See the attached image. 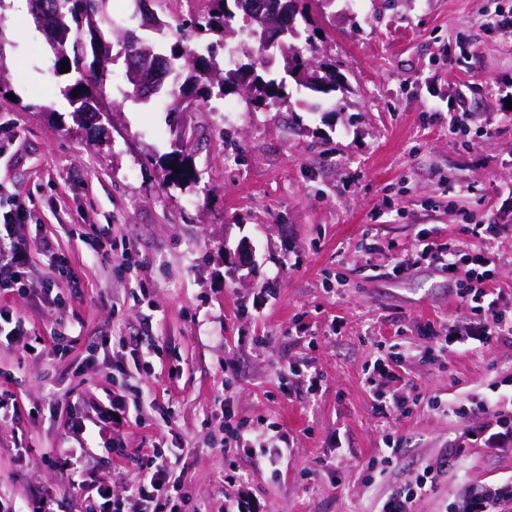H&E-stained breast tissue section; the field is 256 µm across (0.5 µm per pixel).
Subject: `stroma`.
Returning a JSON list of instances; mask_svg holds the SVG:
<instances>
[{
  "instance_id": "obj_1",
  "label": "stroma",
  "mask_w": 512,
  "mask_h": 512,
  "mask_svg": "<svg viewBox=\"0 0 512 512\" xmlns=\"http://www.w3.org/2000/svg\"><path fill=\"white\" fill-rule=\"evenodd\" d=\"M498 7L512 0H365L360 11L328 0L312 9L318 60L347 78L317 112L300 106L292 83L287 102L264 110L231 94L235 120L170 113L163 92L125 102L118 61L105 92L121 108L106 122L72 114L59 93L71 75L54 72L45 36L5 4L0 191L30 211L19 234L57 241L84 292L63 308L44 304L36 287L6 299L30 339L0 352V369L13 374L0 385L11 394L0 413V498L22 508L41 492L52 512H81L65 475L42 459L64 444L88 448L86 476L104 469L116 493L129 487L131 463L71 429L126 380L105 336L162 350L138 384L172 410L171 423L147 409L121 431L128 448L157 444L174 469H187L192 500L208 512H224L226 398L294 441L278 475L245 469L270 512H372L419 465L435 463L461 425L415 394L462 402L487 391L512 376V339L482 354L408 362L418 388L388 383L408 400L394 421L374 414L364 369L394 340L419 349L427 328L454 326L465 312L457 284L428 261L393 275L397 250L417 235L450 240L468 224L497 225L496 286L512 295V36L485 23ZM462 96L468 128L449 129ZM180 133L194 181L165 171ZM103 224L117 228L114 252L134 247L140 270L91 262L83 239ZM139 280L147 288L138 302ZM268 283L276 295L264 305ZM59 332L76 337L64 354L52 342ZM303 361L322 376L309 399L286 377ZM387 431L403 437L405 452L374 479L367 464ZM339 450L335 472L301 476ZM510 477L512 454L465 449L417 512H446L462 485Z\"/></svg>"
}]
</instances>
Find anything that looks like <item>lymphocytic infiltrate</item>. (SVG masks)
<instances>
[{"instance_id": "1", "label": "lymphocytic infiltrate", "mask_w": 512, "mask_h": 512, "mask_svg": "<svg viewBox=\"0 0 512 512\" xmlns=\"http://www.w3.org/2000/svg\"><path fill=\"white\" fill-rule=\"evenodd\" d=\"M26 216L25 207L16 200L0 208V294L25 291L30 254L36 250L51 272L40 286L52 295L56 306H64L79 293L77 283L67 277L68 260L51 239L42 238L34 248L17 233V225L24 223ZM497 231L493 224H475L468 228L465 238L450 242L433 239L417 250L415 256L431 259L458 283L460 296L471 314L470 322L456 327L452 333L435 331L428 336L421 353L425 361H439L458 344H469L481 350L500 338H512V316L502 307L503 292L494 286L501 262L494 245ZM472 236L481 239V248L471 249L468 239ZM504 384V393L495 397L486 394L474 397L460 407L456 415L466 423L463 431L449 439L438 461L419 468L412 482L395 487L381 497L375 512H416L418 501L433 490L466 444H476L492 456L511 454L512 377L505 379ZM157 406V401L147 398L141 388L131 386L113 391L100 417L112 423ZM223 413L220 445L224 449V481L237 487V494L230 500L226 512H266L265 505L249 492L238 461L246 457L253 466L275 472L291 456L292 450L266 446L268 431L278 430V423L238 415L230 401L225 402ZM103 445L119 457L133 458L135 472L130 487L139 501V512H202L200 506L191 503L186 471L177 472L168 466L159 448L128 449L124 438L117 433L105 438ZM45 459L68 469L72 488L83 500L84 512H126V500L114 493L107 473H99L92 481L83 479L81 457L74 449H50ZM509 506H512V481L502 480L478 488L462 487L451 512H505Z\"/></svg>"}]
</instances>
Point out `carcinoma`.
I'll return each instance as SVG.
<instances>
[{"label":"carcinoma","instance_id":"1","mask_svg":"<svg viewBox=\"0 0 512 512\" xmlns=\"http://www.w3.org/2000/svg\"><path fill=\"white\" fill-rule=\"evenodd\" d=\"M251 6V11L273 13L283 18H291L292 27L284 37L288 51L281 54L284 61V75L279 77L271 74V69L259 64L254 69H246L235 63L230 68L221 66L219 51L224 48V35L233 24L238 13V2ZM49 9L56 15L64 17L70 31L66 43V54L54 58V67L61 70L63 64H70V71L75 73L72 83L60 89L64 99L73 108V113H88L91 99L100 95L109 80V70L97 65L98 44L104 38V29L111 28L107 23L110 19V0H46ZM207 10L204 13L192 14L176 26L179 31L189 26L194 29L200 39L192 45L180 42L168 46L157 44L148 36L142 37L139 45L141 56L154 57L161 55L167 59L169 70L175 74L169 93L173 100L191 98L195 102V110H203L214 96L225 95L228 90L242 86L248 91L250 101L255 107H269L284 103V90L287 79L310 92V99L304 102L309 110L319 106L320 95L336 91L329 86L336 75V65H327L320 70L315 62L317 46L315 34L301 30L297 17H306L308 2L306 0H205ZM92 60H87V56ZM79 94H73L74 90ZM189 156L185 150L176 149L166 155L167 171L175 173L182 170V175L196 178L190 171L187 161Z\"/></svg>","mask_w":512,"mask_h":512}]
</instances>
